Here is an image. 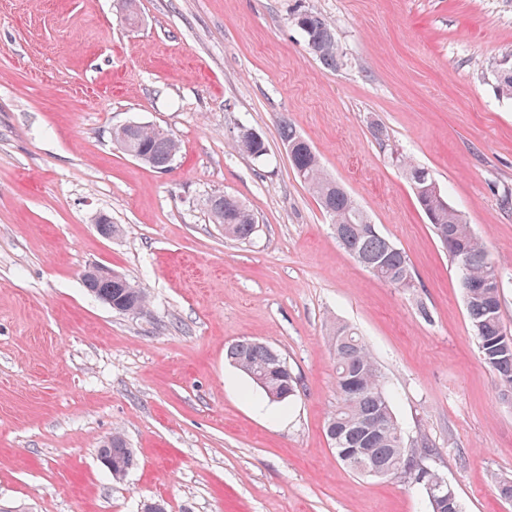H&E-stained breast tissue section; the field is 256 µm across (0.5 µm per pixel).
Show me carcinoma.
<instances>
[{"label": "carcinoma", "instance_id": "carcinoma-1", "mask_svg": "<svg viewBox=\"0 0 512 512\" xmlns=\"http://www.w3.org/2000/svg\"><path fill=\"white\" fill-rule=\"evenodd\" d=\"M294 22L322 63L334 69L342 65L343 56L334 30L321 14L304 11L294 17ZM279 133L282 144L289 149L293 172L331 217L337 243L377 279L395 288L411 287L414 277L405 252L380 232L368 230L363 224L366 213L340 184L327 177L310 143L288 120H281ZM113 139L129 150L144 151V163L156 169L165 167L179 152L178 142L153 126L118 129ZM236 148L256 159L267 155L265 143L248 139L244 130L239 131ZM430 184L429 180L418 184L423 192L416 200L421 208L433 211L431 228H444L448 256L456 263L466 257L461 280L475 284L465 293V304L479 352L501 386L512 388V345H505L508 337L504 336L500 294L493 287L499 277L498 265L462 216L450 206L440 204ZM208 211L213 223L224 225V235L228 237L249 240L257 232L254 215L233 197H211ZM84 281L88 291L98 299L111 297L112 309L119 313L141 314L147 308L145 292L120 274L110 284L90 275ZM331 348L336 365L337 399L325 431L336 457L359 474L360 466L342 456L341 449L364 448L372 458L394 468L393 474L418 483L422 470L420 452L405 445L402 429L393 416L392 398L373 354L352 327L341 323L333 327ZM226 359L248 376L269 401L282 403L296 395L297 377L288 368L286 359L271 346L257 341H236L227 348ZM99 458L110 459L128 470L135 465L132 449L117 432L99 448ZM426 496L431 512H462L459 499L448 497L446 488L435 489Z\"/></svg>", "mask_w": 512, "mask_h": 512}]
</instances>
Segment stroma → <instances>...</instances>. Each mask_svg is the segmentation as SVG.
<instances>
[{"mask_svg":"<svg viewBox=\"0 0 512 512\" xmlns=\"http://www.w3.org/2000/svg\"><path fill=\"white\" fill-rule=\"evenodd\" d=\"M0 0V512H430L403 476L356 474L325 422L330 328L354 327L407 444L463 512H512V400L484 365L461 272L394 155L433 175L497 262L512 332V0ZM332 23L344 63L311 54L295 13ZM408 256L411 288L336 242L293 173L281 118ZM131 122L180 151L164 170L116 147ZM263 159L239 153L240 127ZM382 127L383 140L372 136ZM254 214L226 238L206 202ZM111 217L112 236L95 226ZM100 265L149 299L116 313L83 274ZM266 343L297 377L268 402L225 357ZM120 431L138 464L98 449ZM209 216L214 224L224 225V235L249 240L258 231L254 215L236 198L216 195L208 201Z\"/></svg>","mask_w":512,"mask_h":512,"instance_id":"35a3bbf8","label":"stroma"}]
</instances>
